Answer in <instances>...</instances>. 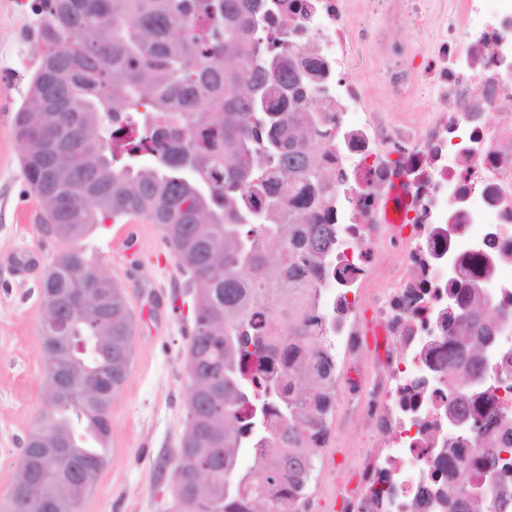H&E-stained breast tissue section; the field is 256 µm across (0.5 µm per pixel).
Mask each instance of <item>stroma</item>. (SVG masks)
<instances>
[{"instance_id":"stroma-1","label":"stroma","mask_w":512,"mask_h":512,"mask_svg":"<svg viewBox=\"0 0 512 512\" xmlns=\"http://www.w3.org/2000/svg\"><path fill=\"white\" fill-rule=\"evenodd\" d=\"M37 4L0 0V504L9 497L23 441L43 409L47 372L41 332L47 267L36 265L22 276L14 261L43 250L55 257L66 248L44 237L38 223L21 220L25 210L40 208L23 177V148L14 132L37 65ZM114 231V224H102L76 243L122 286L134 315L128 376L110 409L107 464L78 512H172L171 459L185 433L190 390L188 276L173 260L128 271ZM313 461L308 493L316 512H336L331 482L349 469V460L317 454Z\"/></svg>"}]
</instances>
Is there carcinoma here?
I'll use <instances>...</instances> for the list:
<instances>
[{
	"instance_id": "1",
	"label": "carcinoma",
	"mask_w": 512,
	"mask_h": 512,
	"mask_svg": "<svg viewBox=\"0 0 512 512\" xmlns=\"http://www.w3.org/2000/svg\"><path fill=\"white\" fill-rule=\"evenodd\" d=\"M268 0H59L40 3L39 64L16 113L25 177L55 238L78 241L96 226L136 213L161 227L177 264L190 275L193 327L188 348V424L172 459L174 512H298L313 467L310 447L333 404L323 340L320 270L335 241L326 222L333 202L319 157L329 139L307 107L310 70L269 62L288 52V26L252 36ZM54 69L68 110L44 112L32 97L39 73ZM279 249L270 256L267 245ZM41 283L43 325L68 321L59 352L46 351V410L37 430L71 442L48 455L28 496L5 512H39L56 496L62 512L79 502L62 486L106 462L112 400L132 353L134 318L122 287L83 251L55 260ZM84 289L80 307L52 299ZM448 314V414L488 418L457 401L465 376L485 371L459 346L481 352L477 284L455 295ZM256 359L264 370L244 371ZM261 449L258 480L243 477L242 450ZM447 512H490V503L448 495Z\"/></svg>"
}]
</instances>
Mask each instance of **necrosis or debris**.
Masks as SVG:
<instances>
[{"label": "necrosis or debris", "mask_w": 512, "mask_h": 512, "mask_svg": "<svg viewBox=\"0 0 512 512\" xmlns=\"http://www.w3.org/2000/svg\"><path fill=\"white\" fill-rule=\"evenodd\" d=\"M307 3L305 17L270 19L322 67L307 103L331 133L319 310L343 408L316 448L331 454L341 433L362 451L335 478L341 512H444L449 472L480 463L512 485V0ZM465 273L492 301L494 402L474 406L495 410L494 450L448 422L446 314Z\"/></svg>", "instance_id": "1"}]
</instances>
